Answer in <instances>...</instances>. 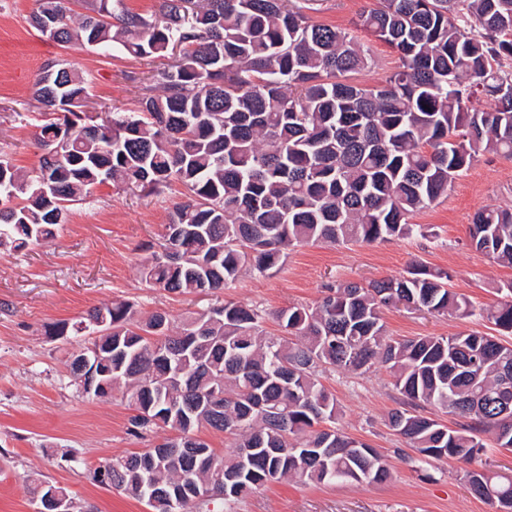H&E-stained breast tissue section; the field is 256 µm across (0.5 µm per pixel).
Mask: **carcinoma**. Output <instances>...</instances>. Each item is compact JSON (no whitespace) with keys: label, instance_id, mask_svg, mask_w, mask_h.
I'll return each instance as SVG.
<instances>
[{"label":"carcinoma","instance_id":"cac0c4a2","mask_svg":"<svg viewBox=\"0 0 512 512\" xmlns=\"http://www.w3.org/2000/svg\"><path fill=\"white\" fill-rule=\"evenodd\" d=\"M31 22L62 45L169 59L138 87L134 110L114 106L90 124L86 79L63 60L35 84L42 123L39 168L24 175L0 156V247L54 237L71 208L110 183L159 194L172 181L189 194L174 206L161 251L141 264L154 288L190 294L223 289L248 272L279 269L310 243H372L423 234L411 217L430 208L484 152L512 157V0H379L360 25L398 55L377 86L348 75L372 58L348 31L312 23L302 0H160L149 15L125 0H38ZM494 101L489 109L475 101ZM471 244L512 263V209L475 213ZM450 275L413 264L398 277L331 284L313 306L280 309L282 335L262 314L226 302L171 323L128 301L91 308L108 320L93 345L112 355V382L136 434L177 438L107 459L111 485L153 512H224L284 479L380 483L384 455L336 431V400L320 382L335 369L386 366L402 396L388 427L398 449L470 463L483 434L512 449V344L480 332L397 341L381 310L404 302L439 315L479 317L512 335L507 299L476 306L450 291ZM425 405L458 418L450 428ZM325 423L324 429L317 425ZM202 426L234 439L218 455ZM468 489L512 508V480L483 470Z\"/></svg>","mask_w":512,"mask_h":512}]
</instances>
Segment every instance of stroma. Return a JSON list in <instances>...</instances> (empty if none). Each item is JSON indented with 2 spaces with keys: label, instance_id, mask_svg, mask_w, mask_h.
<instances>
[{
  "label": "stroma",
  "instance_id": "1",
  "mask_svg": "<svg viewBox=\"0 0 512 512\" xmlns=\"http://www.w3.org/2000/svg\"><path fill=\"white\" fill-rule=\"evenodd\" d=\"M375 5L314 0L309 13L312 22L354 31L370 48L373 65L353 77L367 86L382 83L397 65L396 53L358 26L361 14ZM36 8V0H0V154L25 173L37 168L41 155L33 88L47 61L65 59L84 71L91 103L126 109L136 106L137 82L159 65L122 52L105 56L91 47L61 46L30 23ZM185 200L177 184L158 197L104 184L73 207L54 238L0 248V512H35L27 484L37 479L64 487L95 512H151L144 502L92 482L91 473L100 461L143 451L170 438V431L134 435L120 398L85 393L69 364L92 337L51 336L52 324L77 323L92 307L126 300L145 313L165 312L177 325L190 312L234 301L262 311L267 331L275 334V311L315 304L325 285L398 276L413 263L448 270L449 289L478 305L498 302L501 287L512 282V265L494 262L470 244L478 210L512 206V159L495 154L480 155L447 197L414 216V223L426 225L427 236L301 246L269 275L247 273L202 295L170 294L140 275L146 246L161 242L170 210ZM382 317L387 336L395 339L493 330L485 321L404 307L384 309ZM323 383L336 398V428L388 454L391 478L336 485L284 480L227 512H496L495 505L470 494L465 474L473 467L512 479V450L490 444L470 464L403 460L396 453L399 438L385 425L400 395L384 367L361 375L335 372Z\"/></svg>",
  "mask_w": 512,
  "mask_h": 512
}]
</instances>
